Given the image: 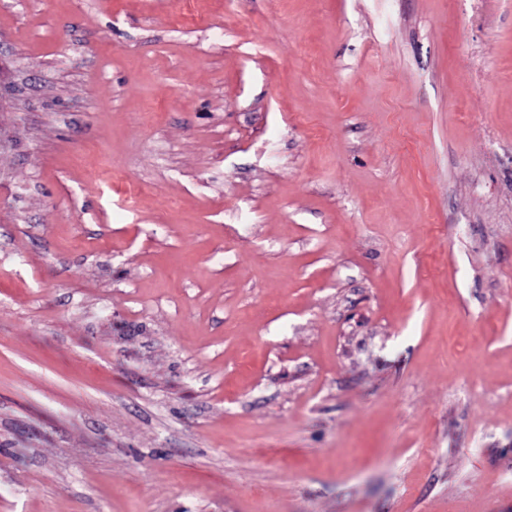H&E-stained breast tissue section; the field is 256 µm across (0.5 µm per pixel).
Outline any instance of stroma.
<instances>
[{
  "label": "stroma",
  "instance_id": "stroma-1",
  "mask_svg": "<svg viewBox=\"0 0 512 512\" xmlns=\"http://www.w3.org/2000/svg\"><path fill=\"white\" fill-rule=\"evenodd\" d=\"M0 512H512V0H0Z\"/></svg>",
  "mask_w": 512,
  "mask_h": 512
}]
</instances>
